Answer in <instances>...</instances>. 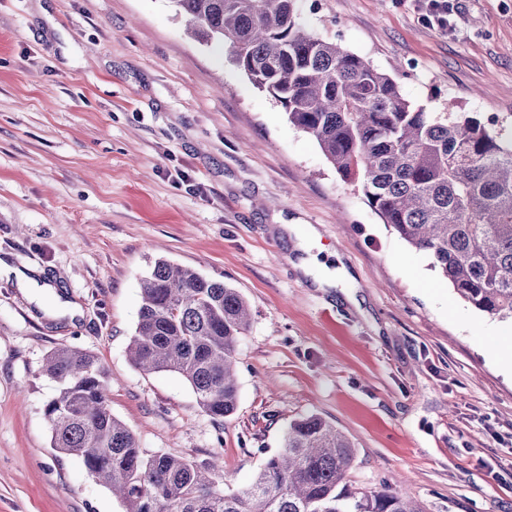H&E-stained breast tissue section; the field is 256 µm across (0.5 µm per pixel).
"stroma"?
<instances>
[{"mask_svg": "<svg viewBox=\"0 0 512 512\" xmlns=\"http://www.w3.org/2000/svg\"><path fill=\"white\" fill-rule=\"evenodd\" d=\"M437 31L413 0H297V20L389 74L427 112L497 115L512 133V0H456ZM321 237L298 251L287 227ZM345 267L313 287L296 270ZM0 512H124L58 453L46 356L93 353L112 414L146 454L219 458L243 488L293 419L356 445L358 488L389 483L422 512H512V326L461 301L234 63L186 31L172 0H0ZM237 288L252 319L238 402L214 420L183 377L127 355L157 259ZM79 306L51 318L41 304Z\"/></svg>", "mask_w": 512, "mask_h": 512, "instance_id": "1", "label": "stroma"}]
</instances>
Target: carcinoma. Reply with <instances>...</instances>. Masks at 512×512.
<instances>
[{
    "label": "carcinoma",
    "mask_w": 512,
    "mask_h": 512,
    "mask_svg": "<svg viewBox=\"0 0 512 512\" xmlns=\"http://www.w3.org/2000/svg\"><path fill=\"white\" fill-rule=\"evenodd\" d=\"M203 42L227 41L234 63L316 140L368 205L476 310L512 323V138L498 120L426 112L397 83L336 43L307 33L296 0H172ZM248 304L228 284L158 260L141 281L129 343L145 373L174 372L216 419L237 404L235 353ZM45 373L59 385L46 404L52 447L80 459L125 512H421L387 487L346 480L353 443L311 414L292 420L282 450L241 491H217L219 462L145 455L112 416L109 374L90 352L58 347Z\"/></svg>",
    "instance_id": "obj_1"
}]
</instances>
